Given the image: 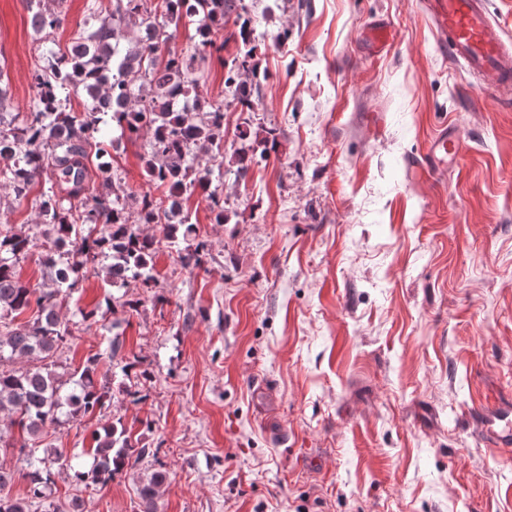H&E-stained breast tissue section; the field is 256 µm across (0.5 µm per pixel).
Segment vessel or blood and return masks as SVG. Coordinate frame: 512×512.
<instances>
[{"mask_svg": "<svg viewBox=\"0 0 512 512\" xmlns=\"http://www.w3.org/2000/svg\"><path fill=\"white\" fill-rule=\"evenodd\" d=\"M441 43L478 80L481 89L498 99L512 98V43L493 18L488 0H424ZM458 135H441L432 143L431 158L457 160Z\"/></svg>", "mask_w": 512, "mask_h": 512, "instance_id": "vessel-or-blood-1", "label": "vessel or blood"}]
</instances>
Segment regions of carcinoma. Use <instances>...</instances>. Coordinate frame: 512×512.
Returning a JSON list of instances; mask_svg holds the SVG:
<instances>
[{
    "label": "carcinoma",
    "instance_id": "carcinoma-1",
    "mask_svg": "<svg viewBox=\"0 0 512 512\" xmlns=\"http://www.w3.org/2000/svg\"><path fill=\"white\" fill-rule=\"evenodd\" d=\"M31 26L48 38L62 22L48 0H29ZM193 17L202 37L193 49L168 47L174 27L190 16L179 0H161L163 19L142 12V0H113L112 13H90L87 29L65 52L43 56L31 77L32 97L27 111H12L6 75L0 68V187L14 198L27 197L34 184L44 183L33 205L42 231L35 236L25 226L0 234V320L29 311L31 319L0 330V413L23 432L19 443L0 431V449L13 448L25 458L27 496L7 492L14 473L0 467V512H30L37 500L44 512H57L48 502L53 477L59 471L75 482H111L147 449L136 446L121 422L93 434L86 452L91 463L77 460L58 448L42 445V433L62 419L93 415L112 404L113 389L99 380L102 354L88 355L81 367L67 374L48 368L46 361L72 337L62 308L87 273L102 276L107 285L149 287L155 281L148 258L160 239L144 231L161 225L165 237L182 227L186 243L179 252L184 269L202 267L208 244H196V228L183 209L169 212L166 194L144 193L134 199L109 164L90 168V156L106 152L104 130L113 120L121 132L150 133L146 181L178 194L200 188L209 203L213 222L224 223L222 169L224 105H214L204 91L202 65L206 53L224 49L216 37L236 17L231 36L240 46L224 76V99L252 110V94L260 91L257 44L251 20L240 10L243 0H197ZM154 24L157 40L147 46L142 25ZM215 164L200 169L201 156ZM41 240L42 263L49 288L23 284L16 263ZM34 358V368H9L6 363ZM167 475L156 471L140 484L143 512L154 503Z\"/></svg>",
    "mask_w": 512,
    "mask_h": 512
}]
</instances>
